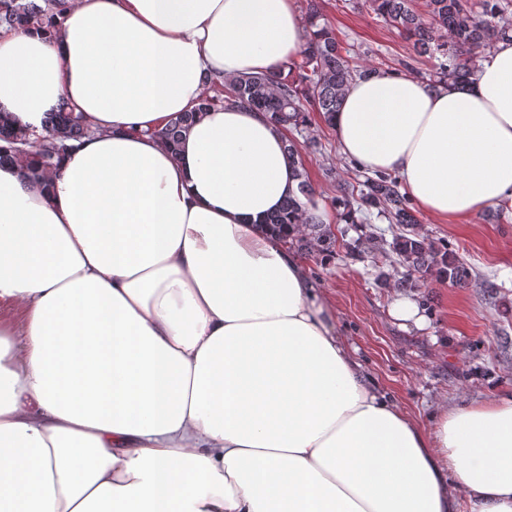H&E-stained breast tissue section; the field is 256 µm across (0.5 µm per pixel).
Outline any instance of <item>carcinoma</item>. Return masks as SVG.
Returning <instances> with one entry per match:
<instances>
[{
  "instance_id": "cac0c4a2",
  "label": "carcinoma",
  "mask_w": 512,
  "mask_h": 512,
  "mask_svg": "<svg viewBox=\"0 0 512 512\" xmlns=\"http://www.w3.org/2000/svg\"><path fill=\"white\" fill-rule=\"evenodd\" d=\"M43 2L41 6L33 0H0V27L23 30L43 23L59 9L60 0ZM412 2L368 0V5L386 24L412 42L417 55L439 61L437 85L467 82L474 67L472 51L512 34V20L507 18L502 0H481L479 11L473 9L470 0H426L424 15L413 8ZM306 13L307 41L296 57L265 73L211 81L213 94L204 96L191 110L175 114L162 128L155 130L154 135L175 152L182 132L199 113L225 104L263 112L284 130L297 131L308 126L312 112L319 113L324 122L332 123L349 83L377 69L357 65L336 32L328 24L319 23L317 0H306ZM92 133L85 117L64 104L48 113L39 134L16 124L0 111V163H15L36 179L56 166L69 143ZM287 153L298 179L297 194L289 197L279 213L269 217L264 225L271 234L285 242L294 241L301 249L314 240L320 253L331 256L335 253L336 236L320 224L315 193L297 143L288 141ZM332 205L340 220L347 224L358 223L375 209L389 223L401 226V232L389 244L406 268V274L397 280L396 287H413L414 272L429 273L452 284L471 277L469 269L448 249V244L436 247L412 231L415 215L409 199L399 191L392 176L376 174L357 180L342 188ZM298 224L311 227L314 239L300 233L289 235L288 227Z\"/></svg>"
}]
</instances>
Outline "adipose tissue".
Masks as SVG:
<instances>
[{"mask_svg": "<svg viewBox=\"0 0 512 512\" xmlns=\"http://www.w3.org/2000/svg\"><path fill=\"white\" fill-rule=\"evenodd\" d=\"M0 32V110L94 129L34 179L0 164V512H512V394L423 427L379 390L261 223L297 190L284 131L207 78L278 67L297 0H62ZM342 155L445 222L512 198V38L471 82L346 89Z\"/></svg>", "mask_w": 512, "mask_h": 512, "instance_id": "1", "label": "adipose tissue"}]
</instances>
